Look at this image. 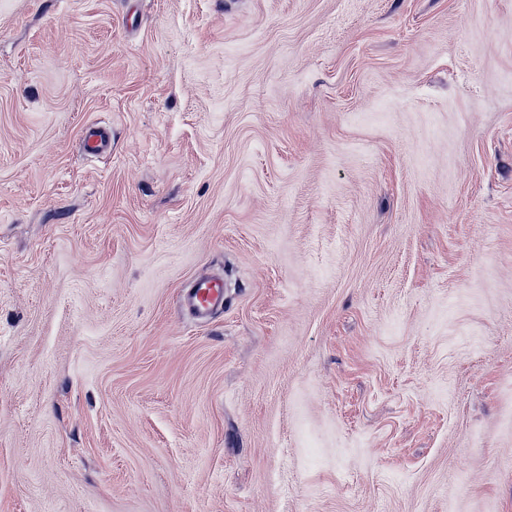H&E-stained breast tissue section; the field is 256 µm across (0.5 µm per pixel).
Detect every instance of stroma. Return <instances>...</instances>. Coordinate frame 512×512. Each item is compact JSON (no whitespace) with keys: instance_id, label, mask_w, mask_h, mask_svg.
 I'll return each mask as SVG.
<instances>
[{"instance_id":"stroma-1","label":"stroma","mask_w":512,"mask_h":512,"mask_svg":"<svg viewBox=\"0 0 512 512\" xmlns=\"http://www.w3.org/2000/svg\"><path fill=\"white\" fill-rule=\"evenodd\" d=\"M0 512H512V0H0ZM112 131L109 126L92 124L86 127L84 151L90 155L106 153L111 148ZM189 311L198 318H207L224 310V280L198 277L191 282L183 298Z\"/></svg>"}]
</instances>
